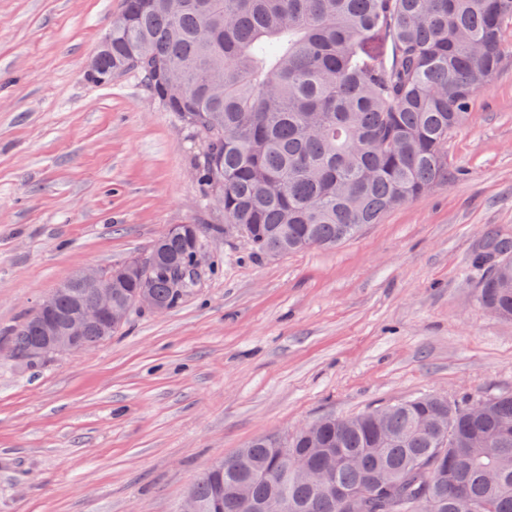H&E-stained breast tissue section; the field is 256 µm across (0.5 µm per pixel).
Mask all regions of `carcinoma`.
Listing matches in <instances>:
<instances>
[{"mask_svg":"<svg viewBox=\"0 0 512 512\" xmlns=\"http://www.w3.org/2000/svg\"><path fill=\"white\" fill-rule=\"evenodd\" d=\"M512 0H123L112 54L92 80L137 73L202 140L198 182L258 254L334 248L390 210L448 182V139L500 70ZM215 224H181L146 253L144 278L167 309ZM512 242L490 233L471 259L489 272L482 303L512 320V282L491 275ZM18 359L40 340L32 316L8 332ZM450 402L424 394L355 416L321 417L285 438L257 437L192 485L198 512H512V394ZM308 457L352 493L296 478ZM448 461L450 477L433 469Z\"/></svg>","mask_w":512,"mask_h":512,"instance_id":"obj_1","label":"carcinoma"}]
</instances>
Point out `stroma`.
I'll list each match as a JSON object with an SVG mask.
<instances>
[{"instance_id":"obj_1","label":"stroma","mask_w":512,"mask_h":512,"mask_svg":"<svg viewBox=\"0 0 512 512\" xmlns=\"http://www.w3.org/2000/svg\"><path fill=\"white\" fill-rule=\"evenodd\" d=\"M121 0H0V512H178L261 435L421 394L512 393V320L470 258L512 239V63L448 141L454 180L333 249L259 256L205 236L170 310L23 361L5 335L72 274L174 224H223L197 136L140 76L88 65Z\"/></svg>"}]
</instances>
